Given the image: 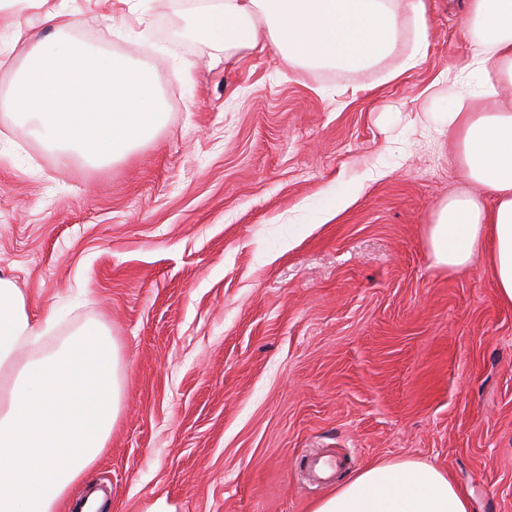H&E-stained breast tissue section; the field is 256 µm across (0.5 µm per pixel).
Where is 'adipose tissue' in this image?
Instances as JSON below:
<instances>
[{
  "instance_id": "adipose-tissue-1",
  "label": "adipose tissue",
  "mask_w": 512,
  "mask_h": 512,
  "mask_svg": "<svg viewBox=\"0 0 512 512\" xmlns=\"http://www.w3.org/2000/svg\"><path fill=\"white\" fill-rule=\"evenodd\" d=\"M24 12L11 33L26 52L4 101L32 133L90 161L128 158L160 130L166 110L158 94L156 53L133 61L100 51L72 35L78 19L51 0H0ZM414 26L403 67L425 59V0H207L189 21L193 36L231 53L268 41L294 66L358 70L395 55L401 15ZM478 41L459 74L479 98L512 84V0H468ZM52 27L38 38L36 26ZM467 176L491 191L449 199L431 224L436 265L461 270L491 244L501 302L512 304V113H449ZM53 312L34 317L23 291L0 277V512H62L73 484L106 448L122 408L121 357L106 323L93 321L47 348ZM312 512H471L446 472L418 460L363 468Z\"/></svg>"
}]
</instances>
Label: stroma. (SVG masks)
<instances>
[{
  "instance_id": "stroma-1",
  "label": "stroma",
  "mask_w": 512,
  "mask_h": 512,
  "mask_svg": "<svg viewBox=\"0 0 512 512\" xmlns=\"http://www.w3.org/2000/svg\"><path fill=\"white\" fill-rule=\"evenodd\" d=\"M200 0H71L76 36L135 59L158 50L166 124L131 157L60 156L0 116V275L43 340L106 322L123 404L71 490L101 512H311L301 463L448 472L472 512H512V305L484 260L434 264L449 198L492 206L445 121L475 45L462 0H426L416 69H306L273 49L232 58L197 41ZM188 70L182 84L174 69Z\"/></svg>"
}]
</instances>
